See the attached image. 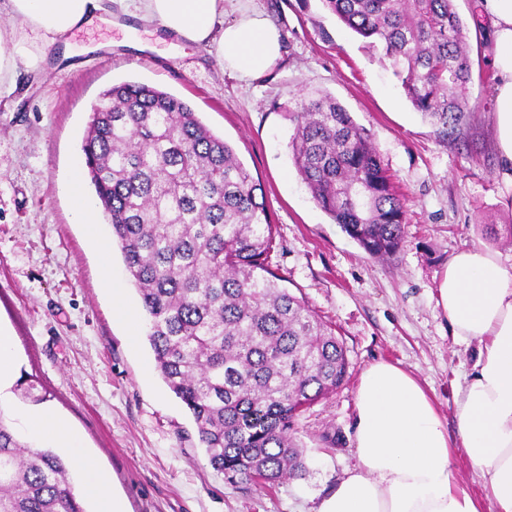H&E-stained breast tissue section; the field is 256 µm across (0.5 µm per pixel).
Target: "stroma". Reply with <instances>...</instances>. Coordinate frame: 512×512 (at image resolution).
<instances>
[{"mask_svg":"<svg viewBox=\"0 0 512 512\" xmlns=\"http://www.w3.org/2000/svg\"><path fill=\"white\" fill-rule=\"evenodd\" d=\"M280 33L282 53L248 82L207 48L163 43L140 53L125 32L98 22L73 31L74 51L53 48L37 69L19 68L0 98V328L13 339L16 372L35 380L42 403L11 396L0 412L42 407L65 417L107 475L126 512H316L357 463L354 421L360 377L372 363L399 365L423 385L455 429L457 382L474 346L458 342L437 306L452 254L471 246L512 254V183L501 173L489 114L496 72L476 0H456L469 21L478 76L460 131L440 140L405 98L388 61L319 0H253ZM123 81L169 92L224 138L266 192L275 224L271 269L335 330L346 349L344 384L300 417L304 478L242 490L215 471L193 417L155 368L147 337L130 330L104 285L95 246L75 223L74 164L99 94ZM333 97L365 127L406 210V242L370 258L313 201L288 142L301 98Z\"/></svg>","mask_w":512,"mask_h":512,"instance_id":"stroma-1","label":"stroma"}]
</instances>
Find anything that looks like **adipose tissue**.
Instances as JSON below:
<instances>
[{
  "label": "adipose tissue",
  "mask_w": 512,
  "mask_h": 512,
  "mask_svg": "<svg viewBox=\"0 0 512 512\" xmlns=\"http://www.w3.org/2000/svg\"><path fill=\"white\" fill-rule=\"evenodd\" d=\"M9 13L36 41H16L0 52V94L9 92L18 64L37 67L75 27L131 21L128 44L152 45L137 36L136 22L157 26L164 37L206 46L223 68L248 81L269 71L280 55L277 29L247 8L224 21V0H8ZM491 25L497 72L490 114L499 162L512 170V0H480ZM452 336L476 343L477 356L455 392L456 429L448 431L431 399L405 370L378 361L357 389V464L337 479L316 512H512V262L500 252L470 247L455 253L437 285ZM28 440L66 449L81 474L79 491L98 512H126L111 496L94 458L67 423L47 411L23 415ZM462 448L480 476L483 498L462 483L454 450Z\"/></svg>",
  "instance_id": "ef3b65f1"
}]
</instances>
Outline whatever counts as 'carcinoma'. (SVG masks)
I'll use <instances>...</instances> for the list:
<instances>
[{"label":"carcinoma","mask_w":512,"mask_h":512,"mask_svg":"<svg viewBox=\"0 0 512 512\" xmlns=\"http://www.w3.org/2000/svg\"><path fill=\"white\" fill-rule=\"evenodd\" d=\"M379 50L442 140L472 80L454 0H320ZM87 174L148 317L156 368L232 485L300 479L294 425L345 380L343 342L269 266L263 185L183 100L138 82L102 92ZM294 166L317 206L373 259L405 242L406 211L367 130L328 95L291 113ZM0 512H86L69 463L0 416Z\"/></svg>","instance_id":"1"}]
</instances>
